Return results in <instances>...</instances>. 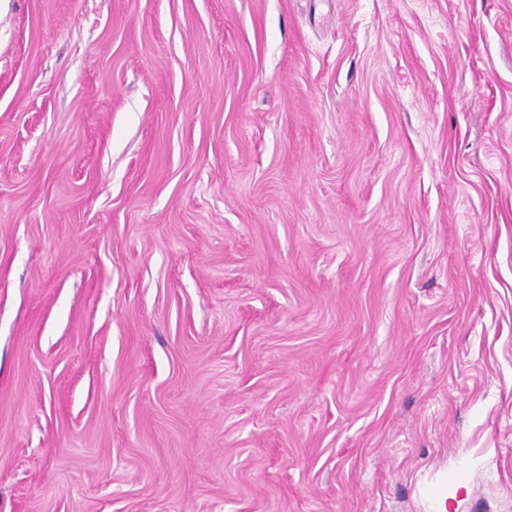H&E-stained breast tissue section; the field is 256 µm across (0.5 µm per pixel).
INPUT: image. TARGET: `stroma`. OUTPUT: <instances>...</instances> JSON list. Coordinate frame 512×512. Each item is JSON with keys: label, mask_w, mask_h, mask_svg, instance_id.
<instances>
[{"label": "stroma", "mask_w": 512, "mask_h": 512, "mask_svg": "<svg viewBox=\"0 0 512 512\" xmlns=\"http://www.w3.org/2000/svg\"><path fill=\"white\" fill-rule=\"evenodd\" d=\"M512 512V0H0V512Z\"/></svg>", "instance_id": "35a3bbf8"}]
</instances>
